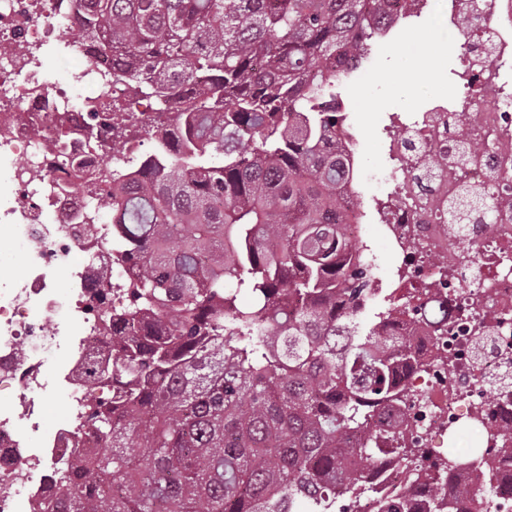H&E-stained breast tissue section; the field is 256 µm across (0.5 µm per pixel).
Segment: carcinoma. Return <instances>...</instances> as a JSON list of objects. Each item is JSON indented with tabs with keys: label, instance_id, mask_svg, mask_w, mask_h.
<instances>
[{
	"label": "carcinoma",
	"instance_id": "carcinoma-1",
	"mask_svg": "<svg viewBox=\"0 0 512 512\" xmlns=\"http://www.w3.org/2000/svg\"><path fill=\"white\" fill-rule=\"evenodd\" d=\"M84 49L112 58L121 131L134 104L169 112L146 181L103 180L130 273L125 303L88 347L84 425L98 452L54 465L40 512H336L365 490L400 422L376 420L405 336L384 335L410 299L359 324L372 302L369 255L346 237L362 202L336 215V87L388 25V0H79ZM247 294L250 302L240 303ZM492 395L512 372L490 377ZM429 512L473 500L447 470L414 466Z\"/></svg>",
	"mask_w": 512,
	"mask_h": 512
}]
</instances>
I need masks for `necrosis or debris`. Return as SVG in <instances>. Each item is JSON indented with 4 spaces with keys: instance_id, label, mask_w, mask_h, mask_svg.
<instances>
[{
    "instance_id": "1",
    "label": "necrosis or debris",
    "mask_w": 512,
    "mask_h": 512,
    "mask_svg": "<svg viewBox=\"0 0 512 512\" xmlns=\"http://www.w3.org/2000/svg\"><path fill=\"white\" fill-rule=\"evenodd\" d=\"M419 2L420 12L439 16L460 37L453 74L463 95L388 113L384 178L394 189L367 204L394 256L393 290L412 293L420 307L417 317L396 316L387 333L410 337L434 363L423 376L397 372L398 389L415 396L401 410L397 445L418 449V464L430 468L445 458L436 438L474 426L484 456L494 461L493 490L485 488L482 463L472 462L470 472L489 512H512V453L499 451L491 436L492 428L512 424V394L492 401L482 395L484 377L512 357V0ZM474 10L476 25L462 29ZM76 12V0H0V229L11 231L26 264L23 279L0 287V394L14 396L0 410V512H35L50 493L49 463L97 448L81 427L88 393L78 372L85 347L102 337L103 309L124 303L125 274L102 247L112 227L92 206L106 172L56 163L61 155L142 148L111 125L112 97L121 87L102 81L110 57L75 53L82 64L76 93L44 78L55 26ZM476 104L481 112L467 120ZM482 139L492 149L472 151ZM477 194L490 198V214L475 210L459 224L440 220ZM441 253L448 264L435 263ZM58 269L69 281L63 296L52 277ZM104 272L111 284L102 288ZM55 387L67 393L68 415L48 429L42 408ZM368 480L377 497L425 512L426 489L396 457L375 463Z\"/></svg>"
}]
</instances>
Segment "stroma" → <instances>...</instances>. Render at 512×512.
Instances as JSON below:
<instances>
[{
    "label": "stroma",
    "instance_id": "obj_1",
    "mask_svg": "<svg viewBox=\"0 0 512 512\" xmlns=\"http://www.w3.org/2000/svg\"><path fill=\"white\" fill-rule=\"evenodd\" d=\"M428 32L435 35L434 43L425 49L429 68L419 76H411L408 71L410 43ZM458 53V42L440 32L437 25L425 18L413 17L397 42L379 45L373 63L342 80L338 90L350 112L349 123L358 142L361 166L372 175L371 180L361 185L364 198L391 189L390 184L376 177L384 164V144L378 135L382 114L410 112L424 101L458 96L459 89L450 73Z\"/></svg>",
    "mask_w": 512,
    "mask_h": 512
}]
</instances>
